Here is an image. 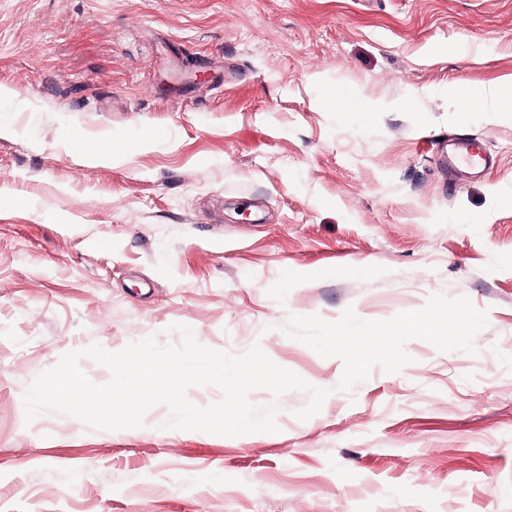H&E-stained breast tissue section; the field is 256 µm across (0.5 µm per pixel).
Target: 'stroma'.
<instances>
[{
  "mask_svg": "<svg viewBox=\"0 0 512 512\" xmlns=\"http://www.w3.org/2000/svg\"><path fill=\"white\" fill-rule=\"evenodd\" d=\"M509 82L512 0H0V512H512V112L471 105ZM434 306L464 336L335 348ZM185 326L330 394L26 420L64 354ZM455 156L472 168H485L489 164L486 144L470 138H460L455 144Z\"/></svg>",
  "mask_w": 512,
  "mask_h": 512,
  "instance_id": "35a3bbf8",
  "label": "stroma"
}]
</instances>
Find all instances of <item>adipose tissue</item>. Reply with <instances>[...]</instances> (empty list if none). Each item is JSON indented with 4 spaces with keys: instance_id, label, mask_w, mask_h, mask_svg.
I'll return each instance as SVG.
<instances>
[{
    "instance_id": "1",
    "label": "adipose tissue",
    "mask_w": 512,
    "mask_h": 512,
    "mask_svg": "<svg viewBox=\"0 0 512 512\" xmlns=\"http://www.w3.org/2000/svg\"><path fill=\"white\" fill-rule=\"evenodd\" d=\"M469 318L459 313H448L447 310L435 307L428 315H414L403 320L401 326L386 325L383 327L371 326L361 331L347 329L339 330L336 336V346L339 350L347 351L357 346H370L374 344H391L398 328L430 333L436 336L457 337L463 335Z\"/></svg>"
}]
</instances>
